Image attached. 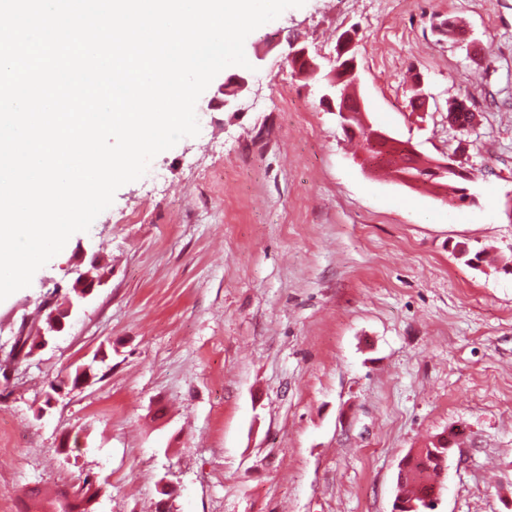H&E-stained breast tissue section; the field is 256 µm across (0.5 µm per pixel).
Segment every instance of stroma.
<instances>
[{
    "label": "stroma",
    "mask_w": 512,
    "mask_h": 512,
    "mask_svg": "<svg viewBox=\"0 0 512 512\" xmlns=\"http://www.w3.org/2000/svg\"><path fill=\"white\" fill-rule=\"evenodd\" d=\"M345 31L365 121L467 173L466 201L369 168L293 71L290 41L325 65ZM244 50L199 135L0 302V512L86 477L94 512H155L164 480L175 512H392L401 460L451 431L437 512H512V0H306ZM95 255L106 284L14 362Z\"/></svg>",
    "instance_id": "1"
}]
</instances>
